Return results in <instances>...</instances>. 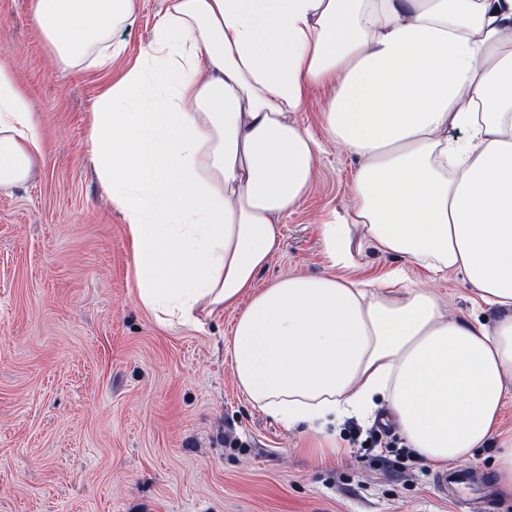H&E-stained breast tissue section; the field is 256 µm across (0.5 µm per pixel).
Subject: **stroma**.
Returning a JSON list of instances; mask_svg holds the SVG:
<instances>
[{"instance_id":"stroma-1","label":"stroma","mask_w":512,"mask_h":512,"mask_svg":"<svg viewBox=\"0 0 512 512\" xmlns=\"http://www.w3.org/2000/svg\"><path fill=\"white\" fill-rule=\"evenodd\" d=\"M164 7L139 0L111 68L65 69L31 0H0V59L43 140L36 178L0 191V512H479L421 461L387 464L369 424L347 419L335 449L320 450L262 412L230 365L234 311L166 326L140 304L124 219L89 161L90 116ZM325 98L312 89L297 114L322 149L258 287L329 271L317 226L348 205L360 161L322 131ZM359 264L368 279L402 268L428 282L456 320L494 317L456 273L432 280L373 248Z\"/></svg>"}]
</instances>
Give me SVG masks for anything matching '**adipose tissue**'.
<instances>
[{"instance_id": "ef3b65f1", "label": "adipose tissue", "mask_w": 512, "mask_h": 512, "mask_svg": "<svg viewBox=\"0 0 512 512\" xmlns=\"http://www.w3.org/2000/svg\"><path fill=\"white\" fill-rule=\"evenodd\" d=\"M137 2L33 0L35 28L61 67L104 66ZM166 3L90 124L140 303L162 323L236 311V380L286 427L320 440L380 409L424 463L469 461L512 397V0ZM314 86L325 132L360 161L351 205L318 227L331 273L260 288L313 180L320 143L295 115ZM41 158L0 63V191ZM370 246L460 274L492 324L451 319L403 271L353 277Z\"/></svg>"}]
</instances>
